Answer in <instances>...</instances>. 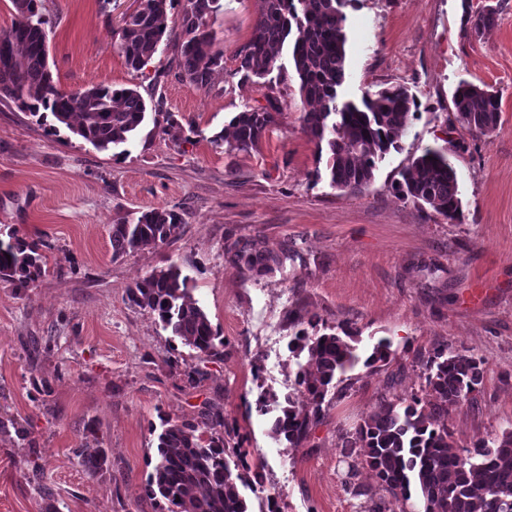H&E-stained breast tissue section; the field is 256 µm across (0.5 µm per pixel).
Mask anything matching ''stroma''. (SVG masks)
I'll return each instance as SVG.
<instances>
[{
	"mask_svg": "<svg viewBox=\"0 0 512 512\" xmlns=\"http://www.w3.org/2000/svg\"><path fill=\"white\" fill-rule=\"evenodd\" d=\"M476 37L466 12L489 0H352L347 15L348 99L407 85L419 106L399 149L379 162L360 194L314 180L315 146L303 133L304 105L288 56L272 84L236 74L235 52L250 37L255 0H219L208 23L224 52L210 87L182 76L176 43L183 4L168 9L159 49L139 71L118 49L121 19L136 0H44L49 65L62 91L98 82L137 89L150 114L172 115L169 133L146 124L125 150L99 151L69 132L0 104V238L43 241L46 266L34 286L0 280V512H168L146 491L163 419L193 420L222 409L257 450L263 483L240 486L250 512H365L347 481L342 438L383 398L421 392L416 351L437 344L483 362L477 401L453 410L456 440L512 429V0ZM489 86L501 100L491 137L456 119L460 81ZM263 106L280 119L259 151L227 153L211 138L237 112ZM444 148L462 216L451 224L402 199L401 170L425 148ZM154 208L180 213L167 244L112 256L111 227ZM260 239L300 252L275 273L232 266L225 245ZM178 267L224 339V358L199 363L155 315L130 305L129 288L153 270ZM327 325L348 321L360 349L390 339L387 366L357 365L343 391L329 390L324 417L299 447L273 434L258 411L267 392L307 403L291 386L302 355L288 344L293 303ZM51 349L31 360V339ZM185 367L202 366L198 386ZM25 437H18L16 427ZM107 463L90 472L85 453Z\"/></svg>",
	"mask_w": 512,
	"mask_h": 512,
	"instance_id": "35a3bbf8",
	"label": "stroma"
}]
</instances>
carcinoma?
Instances as JSON below:
<instances>
[{
	"instance_id": "obj_1",
	"label": "carcinoma",
	"mask_w": 512,
	"mask_h": 512,
	"mask_svg": "<svg viewBox=\"0 0 512 512\" xmlns=\"http://www.w3.org/2000/svg\"><path fill=\"white\" fill-rule=\"evenodd\" d=\"M140 0L135 12L122 19L119 50L127 66L142 69L158 51L167 29V3ZM219 0H184L178 63L185 80L195 88L210 85L224 53L215 48L216 35L207 18L218 10ZM257 20L249 40L236 52L237 72L244 78L264 79L282 70L280 57L288 48L289 60L299 78L304 102L319 108L302 113L303 129L315 144L317 159H326L331 187L356 194L375 177L377 163L398 148L399 137L416 102L404 85H393L359 101L342 97L346 77L347 36L343 8L350 0H256ZM16 20L0 33V102L13 103L21 112L44 123L52 116L51 131L63 127L97 150L127 145L147 123L149 112L142 95L133 88L114 89L100 82L82 92L58 89L50 70L47 50L48 18L43 0H12ZM497 9L489 6L466 17L476 35L495 24ZM457 119L470 132L489 136L498 128L500 101L496 93L468 81L459 82L453 97ZM280 113L265 107H248L231 121L232 134L217 133L211 142L227 144L226 151L249 153L258 149L266 133L278 123ZM396 191L404 199L430 207L455 222L461 213L456 171L439 149L428 148L412 158L401 173ZM181 216L156 208L142 213L137 222L112 225V257L132 250L165 244L180 229ZM43 244L28 242L11 233L0 239V280L19 288L34 285L44 275ZM230 261L259 273H269L298 257L283 246L274 252L254 239L236 241L226 248ZM190 278L170 266L155 270L128 291L134 307L155 314L163 329L196 351L202 360L224 359V339L191 295ZM289 324L297 327L291 352L307 353V366L296 373L298 386L311 408L297 407L289 398L279 405L274 395L263 394L258 410L278 406L274 432L296 448L323 418V404L338 375L358 362L356 330L346 321L334 333L324 320L296 306L288 309ZM388 339L373 345L364 364H388L393 351ZM425 368L422 394L382 400L369 411L354 432L343 437L346 458H357L371 470L379 490L406 503L417 496L420 512H512V430L490 440H476L462 448L440 418L453 407L474 404L483 379L482 362L448 346L416 352ZM158 435V457L147 482L151 495L169 504L168 512H249L238 484L262 483V474L250 450L236 443L233 461L225 457L226 428L223 413L208 407L194 421L163 422ZM354 494L371 502L367 512H387L383 498L374 499L369 488L353 487Z\"/></svg>"
}]
</instances>
